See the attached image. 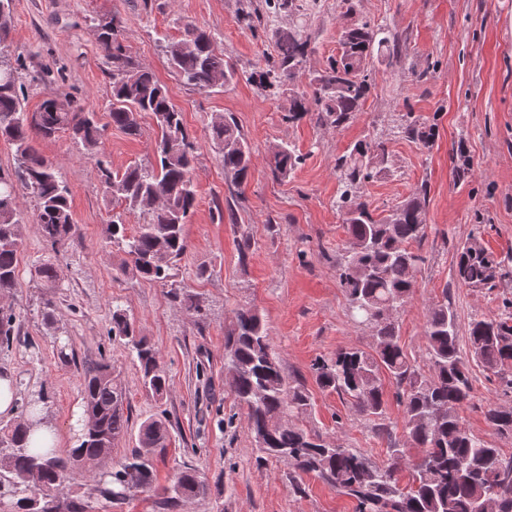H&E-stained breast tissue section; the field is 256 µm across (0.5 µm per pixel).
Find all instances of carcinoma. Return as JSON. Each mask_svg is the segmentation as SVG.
<instances>
[{"mask_svg":"<svg viewBox=\"0 0 512 512\" xmlns=\"http://www.w3.org/2000/svg\"><path fill=\"white\" fill-rule=\"evenodd\" d=\"M95 35L110 72L119 75L112 81L109 124L137 137L142 134L139 117L152 116L157 129L152 157L123 171L112 170L99 153L105 125L97 113L74 108L52 92L45 93L36 109L28 110L21 63L0 60L13 71L9 79L0 76V136L14 147L17 161L11 171L0 169V297L14 295L19 287L17 268L25 250L19 189L36 202L37 229L47 248L55 252L77 238L71 189L31 145L35 136L52 138L66 131L93 160L96 178L112 202L142 215V223L130 234L123 213L109 216V243L128 256L121 271L169 287L168 294L178 298L189 314L200 316V302L175 280V270L188 250L185 226L197 206L195 144L182 111L154 71L128 54L120 22L113 17L98 21ZM338 43L336 58L316 72L306 88L299 86L298 77L309 42L296 30L279 37L273 59L257 66L250 78L288 98L287 122L307 117L322 127L341 128L363 111L374 57L398 59L400 43L365 20L343 28ZM166 56L176 76L199 92H222L235 80L236 71L224 61L212 34L193 23L182 24L180 37L166 45ZM396 134L429 149L437 124L408 112ZM208 136L224 172L237 184L246 183L252 175L253 153L236 120L215 115ZM387 160L386 142L377 137L355 143L336 158L342 184L336 208L350 238L339 278L351 317L370 330L373 343L369 351L339 350L316 362L313 370L321 389L336 393L356 414L374 421L384 417L382 378L389 377L402 408L406 443L417 448L418 455L408 460L405 449L393 447L387 462L376 465L361 451L334 446L293 423L311 409L312 397L304 385L285 375L255 307L238 308L224 332L225 384L245 412L261 453L259 461L272 460L296 474L317 476L351 498L355 512H512V456L468 432L458 416V408L472 398L469 360L496 376L504 394L512 393V297L503 299L497 317L470 321L464 353L448 288H442L441 299L428 307L425 364L412 362L394 315L412 301L424 263L410 244L425 237L427 189H420L387 216L374 217L359 189L382 171ZM301 163L302 156L286 145L271 150L269 169L277 179L287 177ZM454 172L462 182L471 173L460 145L455 149ZM35 276L45 287H57L50 261L35 267ZM455 278L469 288L507 285L512 283V257L496 260L472 236L457 248ZM13 320L12 309L1 307L0 347L13 341ZM109 333L125 340L147 395L162 401L169 377L158 351L137 334L118 306L112 309ZM82 408L75 445L66 450L29 447L31 432L47 423L48 397L41 390L31 395L19 420L0 427V506L8 503L19 512H94L89 501L58 491L82 475L86 464L108 458L127 433L126 396L112 378L109 361L102 359L84 370ZM484 416L498 434L512 437V406H491ZM168 437L165 415L145 420L137 449L111 472L110 482H101L100 496L120 504L152 486L151 453L166 447ZM210 493L199 470L187 464L172 484L158 490L156 507L158 512H175L181 501L204 499Z\"/></svg>","mask_w":512,"mask_h":512,"instance_id":"obj_1","label":"carcinoma"}]
</instances>
